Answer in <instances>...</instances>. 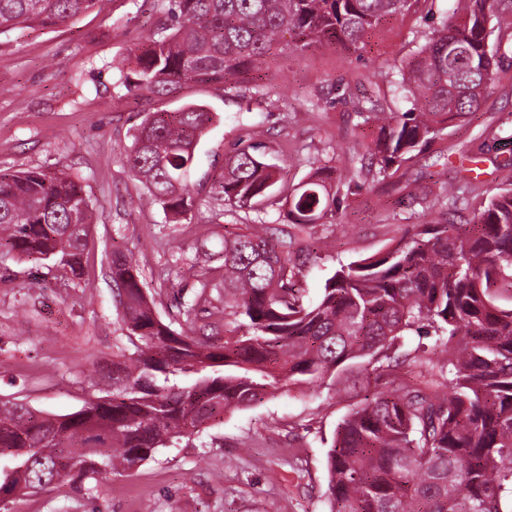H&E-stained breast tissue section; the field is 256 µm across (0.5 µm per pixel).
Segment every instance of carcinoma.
I'll return each instance as SVG.
<instances>
[{
  "mask_svg": "<svg viewBox=\"0 0 512 512\" xmlns=\"http://www.w3.org/2000/svg\"><path fill=\"white\" fill-rule=\"evenodd\" d=\"M97 0H0V35L58 27ZM166 22L135 56L138 85L166 95L187 81L232 83L276 52L313 44L355 49L378 26L419 0H165ZM456 22L435 28L400 69L406 112L376 100L359 116L376 128L362 177L386 179L450 124L477 112L496 85L512 0H452ZM213 113L191 104L149 113L127 156L130 169L176 217L194 207L187 183ZM258 147H236L218 183L224 201L253 209L277 196L279 171ZM460 179L441 186L448 208L416 224L379 257L340 265L316 303L293 294L309 255L296 235L247 224L224 236V317L248 331L216 344L194 322L179 331L155 314L133 257L112 252L110 270L127 329L105 395L50 417L0 405V489L11 470L34 492L134 469L173 437L195 435L228 412L251 407L288 384H342L358 365L375 386L338 423L327 453L329 512H512V183L481 202L465 224ZM341 188L326 168L285 197L294 227L333 215ZM82 180L63 169L0 171V247L34 260L58 258L80 275L94 223ZM434 336L446 362L424 385L395 356L411 335Z\"/></svg>",
  "mask_w": 512,
  "mask_h": 512,
  "instance_id": "1",
  "label": "carcinoma"
}]
</instances>
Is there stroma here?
Masks as SVG:
<instances>
[{
  "mask_svg": "<svg viewBox=\"0 0 512 512\" xmlns=\"http://www.w3.org/2000/svg\"><path fill=\"white\" fill-rule=\"evenodd\" d=\"M449 0H418L406 15L374 31L366 47L313 46L269 57L263 92L251 82L227 89L186 82L157 96L124 83L142 36L165 19L160 0H98L94 10L60 28L24 27L0 35V170H66L80 176L95 212L82 276L66 285L45 278L42 263L0 253V402L67 415L95 391L91 379L111 375L126 327L112 297L111 254L135 259L158 317L173 328L195 321L201 334L224 340V238L244 224L291 230L277 208L230 209L217 183L235 147L260 144L287 186L327 165L346 182L373 139L358 117L367 95L386 111L411 104L392 82L432 28L452 21ZM493 94L478 112L392 178L390 189L366 181L342 197L331 224L298 233L316 249L298 280L304 301L317 300L340 265L378 255L413 225L429 223L438 180L469 167L479 177L470 207L512 181L500 161L512 155V45ZM188 104L216 117L201 139L191 173L195 206L181 220L167 214L127 164L147 113ZM212 281L209 300L195 305L198 275ZM366 385L337 398L332 382L280 390L226 415L202 433L180 437L136 469L112 474L94 491L68 482L13 498L9 512H328L327 452L337 424Z\"/></svg>",
  "mask_w": 512,
  "mask_h": 512,
  "instance_id": "35a3bbf8",
  "label": "stroma"
}]
</instances>
